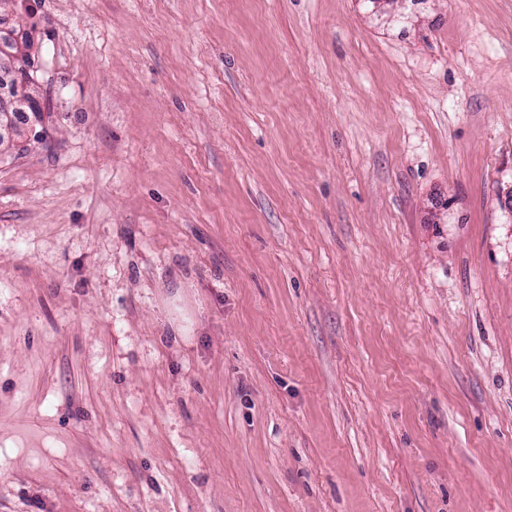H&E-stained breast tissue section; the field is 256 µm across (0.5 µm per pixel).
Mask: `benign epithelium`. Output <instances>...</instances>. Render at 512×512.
<instances>
[{
    "label": "benign epithelium",
    "instance_id": "benign-epithelium-1",
    "mask_svg": "<svg viewBox=\"0 0 512 512\" xmlns=\"http://www.w3.org/2000/svg\"><path fill=\"white\" fill-rule=\"evenodd\" d=\"M8 46L13 48L9 64L15 76V95L8 100L0 98V130L12 126L14 112L25 108L39 112L42 106L32 57L33 38H18L0 30V52Z\"/></svg>",
    "mask_w": 512,
    "mask_h": 512
}]
</instances>
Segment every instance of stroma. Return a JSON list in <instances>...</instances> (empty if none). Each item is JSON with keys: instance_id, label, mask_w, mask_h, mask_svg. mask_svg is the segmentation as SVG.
<instances>
[{"instance_id": "35a3bbf8", "label": "stroma", "mask_w": 512, "mask_h": 512, "mask_svg": "<svg viewBox=\"0 0 512 512\" xmlns=\"http://www.w3.org/2000/svg\"><path fill=\"white\" fill-rule=\"evenodd\" d=\"M0 26V512H512V0ZM33 38L29 35L18 38L13 33L0 30V62H3L2 51L11 46L9 64L15 76V95L9 100L0 98V152L2 151V129L10 128L13 124V113L22 109L33 112L41 111V96L39 82L35 75L32 57Z\"/></svg>"}]
</instances>
